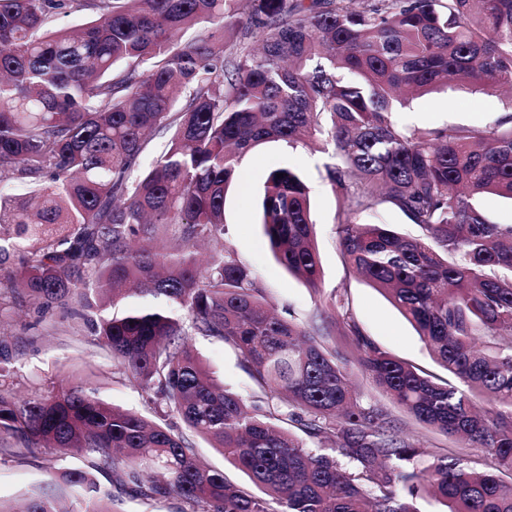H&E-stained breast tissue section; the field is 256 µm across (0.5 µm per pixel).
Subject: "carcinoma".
<instances>
[{"instance_id": "obj_1", "label": "carcinoma", "mask_w": 512, "mask_h": 512, "mask_svg": "<svg viewBox=\"0 0 512 512\" xmlns=\"http://www.w3.org/2000/svg\"><path fill=\"white\" fill-rule=\"evenodd\" d=\"M77 12L89 15L78 28H48ZM448 80L487 96L512 89V0H0V188L31 185L21 199L0 193V323L11 307L72 308L134 388L262 494L80 378L22 399L0 387V442L51 448L57 462L85 456L84 469L57 467L86 493L76 512H112L96 474L119 471L143 498H179L192 512H418L425 494L447 512H512V225L480 204L512 200V115L414 130L394 117L402 97ZM150 135L164 141L143 170ZM312 137L342 200L346 266L447 378L363 335L340 291L326 296L336 339L313 318L277 313L223 244L241 156ZM381 206L418 235L359 220ZM260 208L276 260L319 292L299 171L271 169ZM194 336L234 349L265 400L217 382ZM338 339L394 404L460 451L429 460L390 413L363 403ZM23 512L59 510L36 496ZM193 440L196 452L203 461L214 468L224 470L226 476L231 480L250 487L256 493H260L244 473L224 462V455H222L218 448H211L206 441L200 438H193Z\"/></svg>"}]
</instances>
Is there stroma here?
<instances>
[{
    "label": "stroma",
    "instance_id": "1",
    "mask_svg": "<svg viewBox=\"0 0 512 512\" xmlns=\"http://www.w3.org/2000/svg\"><path fill=\"white\" fill-rule=\"evenodd\" d=\"M512 114V98L486 96L470 87L454 83L418 97L400 109L397 119L407 128L447 124H494L504 114ZM325 154L318 148L283 141L256 146L243 156L236 179L228 186L224 199V241L258 275L266 288L268 300L277 311L293 310L305 319L324 311V297L332 290L346 291L349 316L382 349L440 376L443 368L434 360L424 341L389 301L345 267L335 227L340 202L323 180ZM280 165L299 169L311 190V219L315 225L323 269L320 293L288 275L272 255L258 223V194L268 172ZM7 338L8 354L0 357V381L19 395L51 385H66L69 375L88 378L105 401L155 418L140 391L127 381L108 355H91L92 337L80 319L56 309L46 315L29 311L0 329ZM193 344L209 370L245 399L260 397L261 392L241 368L237 353L217 339L194 338ZM352 379L364 402L386 407L403 423L408 436L428 446L430 453L453 454L458 443L431 432L392 404L360 370L352 368ZM51 449L30 453L17 449L0 450V506L11 512L25 499L43 495L55 498L66 507L77 504L76 494L62 480L50 473ZM112 512H191L188 504L177 498L140 499L132 497L125 480L113 478Z\"/></svg>",
    "mask_w": 512,
    "mask_h": 512
}]
</instances>
